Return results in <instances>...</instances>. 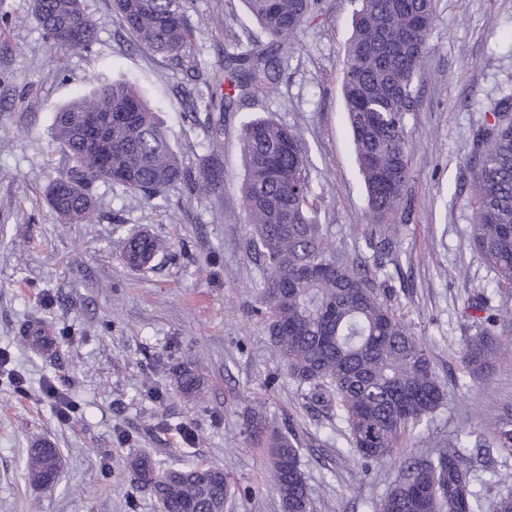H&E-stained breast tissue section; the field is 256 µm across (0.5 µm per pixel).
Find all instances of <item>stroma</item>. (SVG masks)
Segmentation results:
<instances>
[{
  "mask_svg": "<svg viewBox=\"0 0 512 512\" xmlns=\"http://www.w3.org/2000/svg\"><path fill=\"white\" fill-rule=\"evenodd\" d=\"M98 27L87 51L53 49L30 16V0H0V512H158L131 482L128 462L150 456L160 467L221 465L240 492L228 512H281L265 454L247 437L244 416L259 407L285 424L300 450L309 512H372L399 476L395 463L364 464L349 454L335 411L306 398L273 357L253 309L260 276L249 243L237 139L257 116L292 127L317 183L320 221L340 261L372 257L363 245L366 192L341 91L345 48L359 0H325L299 36L271 92L226 113L211 146L185 116L186 70L212 74L243 51L255 21L243 4L190 0L193 29L183 65L150 56L118 34L112 0H83ZM431 52L407 116L413 177L405 188L400 244L375 276L388 304L416 335L445 391L442 405L403 453L421 457L466 429L490 435L512 407V322L498 325L500 352L485 378L464 375L460 348L481 327L464 306L491 280L469 245L471 136L491 105L512 94V0H437ZM129 80L161 109L170 140L193 141L191 165L216 155L219 194L171 186L158 202L97 181L90 224L62 223L48 185L73 165L54 138L56 112L99 83ZM142 232L167 245L141 269L129 268L123 238ZM52 333L44 352L21 337L31 318ZM196 363L199 399L171 383L179 363ZM55 386L72 402L67 421L44 393ZM50 443L62 472L49 488L22 475L29 448ZM481 512L512 490V459L486 471L471 463Z\"/></svg>",
  "mask_w": 512,
  "mask_h": 512,
  "instance_id": "stroma-1",
  "label": "stroma"
}]
</instances>
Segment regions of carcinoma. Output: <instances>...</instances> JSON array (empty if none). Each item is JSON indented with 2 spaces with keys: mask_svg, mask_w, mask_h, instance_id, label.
I'll use <instances>...</instances> for the list:
<instances>
[{
  "mask_svg": "<svg viewBox=\"0 0 512 512\" xmlns=\"http://www.w3.org/2000/svg\"><path fill=\"white\" fill-rule=\"evenodd\" d=\"M265 40L247 36L249 49L224 56L220 95L210 78L194 72L189 117L210 140L224 136V112L270 89L298 43L306 19L321 0H242ZM342 72L347 123L367 193L372 224L369 246L383 255L396 250V217L412 177L406 115L412 110L416 79L430 47L436 0H359ZM120 27L132 46L179 66L191 42L185 0H112ZM32 16L52 46L89 50L98 29L82 0H32ZM84 19L75 40L59 44L52 21ZM85 112H110L116 125L110 141L86 138L78 124ZM491 119L473 134L471 188L476 205L470 245L493 273L491 292L469 299L465 312L483 314L484 329L463 343L461 358L471 378L488 375L499 350L492 295L512 290V96L499 99ZM54 136L74 162L49 186L52 210L67 223H90L94 201L89 186L112 182L151 198L181 184L194 192L217 189L223 171L212 158L193 167L170 142L158 111L128 82L96 86L56 113ZM244 179L242 208L251 243L263 262L253 284L259 297L254 313L267 324L273 355L288 378L307 387L306 396L336 408L346 425L349 452L365 463L400 462L399 479L375 504L374 512H478L467 463L475 451L493 446L512 458V408L497 415L492 439L461 430L431 455L399 457L404 438L439 408L443 388L426 342L397 318L381 293V283L362 264L340 262L315 206L314 181L301 141L289 127L265 117L242 124L239 132ZM112 149V174L94 167L100 149ZM165 244L148 233L122 242L132 269L148 265ZM187 397L201 394L203 379L192 364L172 373ZM245 429L265 449L273 490L283 512H308L309 488L299 449L286 427L250 410ZM56 449L27 453L28 479L39 485L55 474ZM134 484L151 493L161 512H225L235 486L217 464L157 469L147 455L132 458Z\"/></svg>",
  "mask_w": 512,
  "mask_h": 512,
  "instance_id": "obj_1",
  "label": "carcinoma"
}]
</instances>
